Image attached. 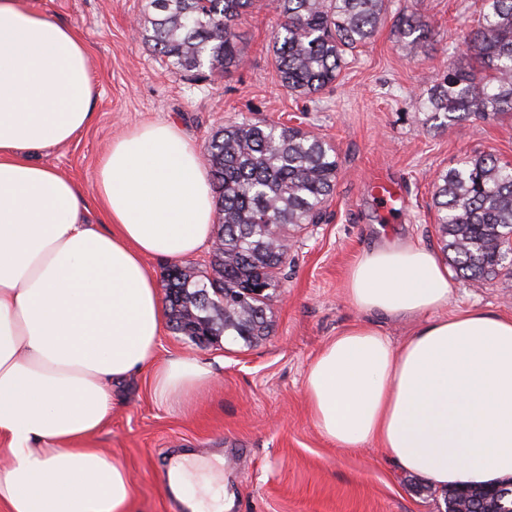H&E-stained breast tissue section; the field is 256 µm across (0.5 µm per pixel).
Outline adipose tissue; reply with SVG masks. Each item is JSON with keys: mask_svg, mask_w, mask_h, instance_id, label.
<instances>
[{"mask_svg": "<svg viewBox=\"0 0 512 512\" xmlns=\"http://www.w3.org/2000/svg\"><path fill=\"white\" fill-rule=\"evenodd\" d=\"M87 45L69 26L0 0V468L5 512H130L125 466L93 437L112 384L153 366L166 323L150 257L182 260L213 236L215 200L199 150L176 124L112 142L90 186L39 163L92 123ZM97 201L103 222L90 217ZM454 283L430 249L378 245L350 268L358 310L417 317L401 347L367 325L342 331L310 364L320 434L379 444L437 488L512 477V319L438 316ZM162 397L201 391L190 357L154 367Z\"/></svg>", "mask_w": 512, "mask_h": 512, "instance_id": "obj_1", "label": "adipose tissue"}]
</instances>
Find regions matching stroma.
Wrapping results in <instances>:
<instances>
[{
    "label": "stroma",
    "mask_w": 512,
    "mask_h": 512,
    "mask_svg": "<svg viewBox=\"0 0 512 512\" xmlns=\"http://www.w3.org/2000/svg\"><path fill=\"white\" fill-rule=\"evenodd\" d=\"M71 26L89 48L99 97L91 125L42 155L44 165L90 183L113 139L150 122L176 123L197 148L220 126L252 117L312 130L336 147V187L320 223L291 234L269 335L248 343L228 332L197 344L164 329L155 365L189 356L212 375L201 397H160L152 368L112 386V415L95 438L132 485V512H173L157 474L179 454L224 460L212 493L226 512H443L445 490L404 472L384 449L339 448L314 427L305 395L312 360L342 330L361 323L394 345L411 339L414 320L359 313L344 292L348 268L383 241L439 251L432 184L465 158L492 153L512 163V112L434 128L424 103L432 78L468 66L461 42L482 0H388L371 42L347 55L334 84L299 98L278 82L272 51L276 17L257 0L238 26L243 63L226 72L176 74L135 33L148 0H25ZM402 14L433 30L419 45L393 30ZM384 176L402 192L385 210L372 187ZM443 315L482 308L512 318V274L482 286L455 277Z\"/></svg>",
    "instance_id": "1"
}]
</instances>
